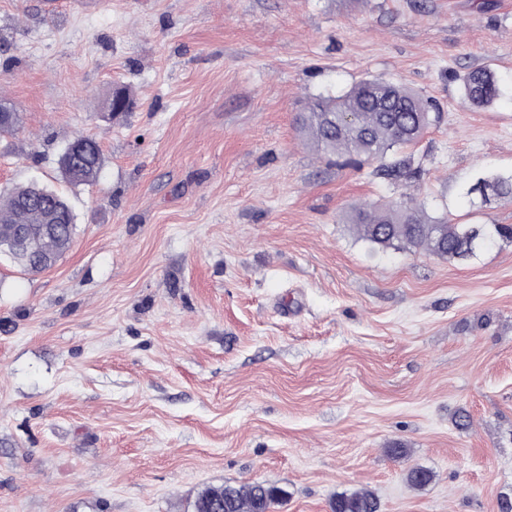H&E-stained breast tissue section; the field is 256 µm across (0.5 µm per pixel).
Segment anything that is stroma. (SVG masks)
Masks as SVG:
<instances>
[{
  "instance_id": "35a3bbf8",
  "label": "stroma",
  "mask_w": 512,
  "mask_h": 512,
  "mask_svg": "<svg viewBox=\"0 0 512 512\" xmlns=\"http://www.w3.org/2000/svg\"><path fill=\"white\" fill-rule=\"evenodd\" d=\"M484 65L503 94L477 109L462 80ZM372 77L442 112L419 182L299 128L310 97ZM116 83L135 107L112 119ZM0 100L22 116L0 196L37 180L75 214L52 268L0 257V512H195L255 481L286 491L272 512L360 489L380 512L512 503V243L458 263L350 222L411 195L512 224L466 193L512 173V0H0ZM79 135L91 186L56 165ZM74 148L78 150V155L75 157L76 168L70 163H63V159L68 157ZM58 163L59 171L70 183L78 185L95 184L99 180L102 170V157L99 144L91 137L78 136L65 147L59 157Z\"/></svg>"
}]
</instances>
